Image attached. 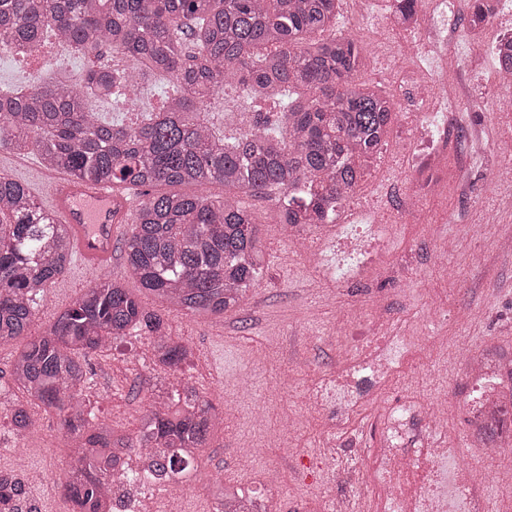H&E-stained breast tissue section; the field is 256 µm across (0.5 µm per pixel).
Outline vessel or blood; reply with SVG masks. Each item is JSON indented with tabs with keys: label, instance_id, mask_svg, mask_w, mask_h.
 Segmentation results:
<instances>
[{
	"label": "vessel or blood",
	"instance_id": "vessel-or-blood-1",
	"mask_svg": "<svg viewBox=\"0 0 512 512\" xmlns=\"http://www.w3.org/2000/svg\"><path fill=\"white\" fill-rule=\"evenodd\" d=\"M42 177V203L56 223L69 228L77 259L92 273L110 267L112 252L129 229L133 202L113 194L105 181L78 182L50 170Z\"/></svg>",
	"mask_w": 512,
	"mask_h": 512
}]
</instances>
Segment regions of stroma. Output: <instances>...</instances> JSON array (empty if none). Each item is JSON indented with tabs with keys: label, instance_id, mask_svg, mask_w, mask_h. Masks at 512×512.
I'll list each match as a JSON object with an SVG mask.
<instances>
[{
	"label": "stroma",
	"instance_id": "1",
	"mask_svg": "<svg viewBox=\"0 0 512 512\" xmlns=\"http://www.w3.org/2000/svg\"><path fill=\"white\" fill-rule=\"evenodd\" d=\"M368 26L365 17L353 13L350 0H341L336 30L356 38L363 48L364 65L355 80L386 90L390 63L380 56ZM495 75V63L480 54L450 74V81L466 94L457 103L461 124L448 131V188L428 198L420 223L404 224L403 243L392 254L391 271L374 288L309 291L314 264L330 253L333 229L311 231L314 252L299 253L287 231L267 223L270 201L249 200L266 259L256 286L237 308L220 315H165L171 332L191 345L194 356L186 371L205 399L223 413L224 426L212 433L193 480L140 491L142 512H169L175 503L182 512H214L208 491L212 481L247 488L272 469L279 471L280 480L267 496L268 512H324L321 491L331 479L323 462L342 461L348 476L357 475L375 435L372 423L366 417L357 420L361 445L344 449L339 437L329 435L322 412L305 411L303 423L293 429L284 419L304 410L312 378L335 361L336 339L329 328L344 314H351L348 329L355 332L369 308H378L389 320L407 312L422 335L442 338L440 350L415 361L407 371L405 392L418 397L440 388L450 402H458L465 389L461 350L478 349L491 338L512 345V252L497 247L501 238L512 237V109L507 106L512 90L497 86ZM170 91L169 79L155 73L145 77L130 109L94 98L87 106L99 112L102 122L128 125L156 111ZM257 115L273 128L279 108L271 103L250 108L230 90L209 99L204 121L215 131L236 134L249 129ZM475 127L483 133L484 155L476 168L467 169L459 162L458 145L463 130ZM373 185V180L364 179L353 200L339 207L337 223L353 212L363 223L384 220L383 201L373 196ZM452 237L459 240L453 254L429 258L435 240ZM479 248L487 258L477 266L471 255ZM91 283L80 262L71 261L66 273L47 289L29 335L46 331ZM437 303L448 308V319L432 317ZM263 350L272 359L261 364L257 354ZM149 357L148 341L141 338L114 342L90 359V399L114 428L132 437L140 430V416L149 402V383L162 375L161 370L145 368ZM35 417L37 434L19 437L11 431L8 412L0 409V472L14 474L23 468L38 473L39 481L26 486L37 512H70L61 487L69 456L61 446L59 419L40 408ZM448 445L460 449L464 462L486 474V512H512V451L497 455L474 447L460 411L448 424Z\"/></svg>",
	"mask_w": 512,
	"mask_h": 512
}]
</instances>
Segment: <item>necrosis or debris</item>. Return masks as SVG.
<instances>
[{
	"label": "necrosis or debris",
	"instance_id": "1",
	"mask_svg": "<svg viewBox=\"0 0 512 512\" xmlns=\"http://www.w3.org/2000/svg\"><path fill=\"white\" fill-rule=\"evenodd\" d=\"M457 0H421L413 17L388 15L376 23L383 37L412 40L422 48L399 86L409 92L415 109L405 115V129L388 165L413 176L382 178L376 189L387 201L400 204L406 219L422 212V202L442 183L441 149L457 117L448 95V74L479 50L485 27L457 30L451 25ZM393 239L383 224H343L336 233V261L318 267L316 283L323 288L354 281L372 285L389 266ZM368 334L356 342L344 338L336 353L335 371L318 377L311 389L315 408L326 414L329 427L357 441L351 426L365 411L383 407L379 434L367 449L354 483L355 497L370 503L369 512H484L485 476L455 465L457 449L448 445V418L463 408L471 424L472 442L485 447L486 426L501 422L498 376L512 363L498 341L465 357L467 388L461 405L404 399L388 404L393 381L410 354L436 347L433 336L418 335L409 315L391 325L370 314Z\"/></svg>",
	"mask_w": 512,
	"mask_h": 512
}]
</instances>
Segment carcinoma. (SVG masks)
Segmentation results:
<instances>
[{
    "mask_svg": "<svg viewBox=\"0 0 512 512\" xmlns=\"http://www.w3.org/2000/svg\"><path fill=\"white\" fill-rule=\"evenodd\" d=\"M340 0H0V48L40 46L45 31L76 52L106 46L157 70L175 91L164 110L136 125L106 124L87 109L95 95L128 101V68L103 66L81 89L34 85L0 94V149L34 150L79 181H109L136 194L126 234L127 272L176 310L222 314L241 303L261 274L264 253L242 197L273 202L271 223L334 220L379 156L395 116L391 94L357 84L358 40L336 35ZM490 0H470L465 24L478 27ZM227 85L278 100L285 133L252 127L219 137L198 120ZM224 185V196L148 191ZM67 228L20 182L0 175V347L26 335L49 287L71 261ZM150 339V365L171 382L152 390L134 440L118 437L88 398L89 357L127 338ZM193 355L166 321L122 282L106 277L59 313L49 330L15 352L0 405L20 436L33 433L32 408L58 416L70 461L62 485L74 512H112L116 484L160 488L191 472L219 419L184 375ZM139 455L141 471L112 473L115 454ZM25 481L0 474V512H22Z\"/></svg>",
    "mask_w": 512,
    "mask_h": 512,
    "instance_id": "1",
    "label": "carcinoma"
}]
</instances>
